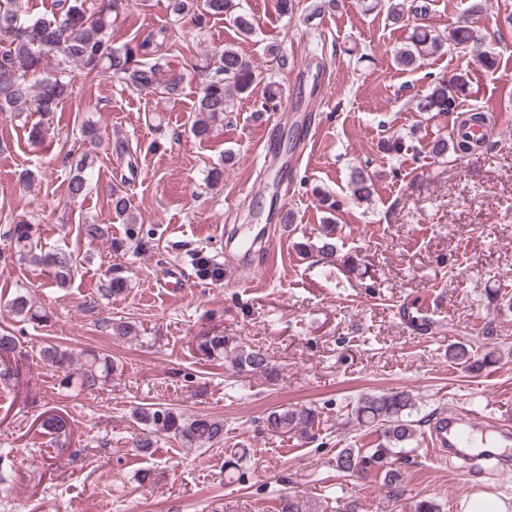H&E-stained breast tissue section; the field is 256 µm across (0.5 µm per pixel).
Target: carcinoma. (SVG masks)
Returning a JSON list of instances; mask_svg holds the SVG:
<instances>
[{
    "label": "carcinoma",
    "mask_w": 512,
    "mask_h": 512,
    "mask_svg": "<svg viewBox=\"0 0 512 512\" xmlns=\"http://www.w3.org/2000/svg\"><path fill=\"white\" fill-rule=\"evenodd\" d=\"M122 0H57L55 17L50 20H31L22 15V0H0V114L19 115L23 112H37L48 117L57 111L59 105L74 93L75 82L72 71L83 73L103 72L131 85L139 91L172 94L178 82H159L161 56L159 52L169 43V31L160 27L143 40L123 48H114L110 43L108 29L112 24V13L119 10ZM173 12H193L195 18L222 16L232 22L240 34L251 36L253 21L237 13L235 0H172ZM473 40L468 24H458L442 37L433 31L417 27L409 37V43L397 50L396 63L403 69H412L427 58L453 47L464 51ZM56 60L51 71L45 70L46 59ZM214 76L208 80L198 96L197 119L191 127L197 137L208 134L211 128L224 122V113L229 111L234 96L248 92L256 81L253 65L235 48L224 47L217 55ZM466 85V74L459 73L447 80L440 78L417 104L421 112H433L446 116L456 112L457 93ZM481 112L469 114L451 139L434 141L431 151L438 156L453 152L464 156L484 142H477L468 129L484 124ZM88 180L83 169H76L68 182V194L72 198L83 196ZM371 176L362 168L351 174V195L359 202H368L372 197ZM112 211L127 225V240L139 239L138 226L129 195L115 189L111 197ZM323 234L315 242L304 244V253L316 255L319 261L333 264L337 258L335 219L326 218ZM85 235L91 240L107 241L116 249L123 243L112 240V227L108 224H87ZM6 236L14 243V257L19 262H34L45 267L52 282L65 287L74 272L76 259L72 253L61 247L48 250L38 249L34 240L33 225L21 219L10 225ZM192 266L195 275L202 281L221 282L224 280V265L213 257L200 252L194 254ZM105 291L109 295H121L128 288L124 271L111 267L105 273ZM8 312L23 322L39 324L46 320L34 302L25 293H18L4 304ZM199 349L210 358H222L232 354V363L239 373H255L274 385L279 378L276 364L266 349L251 346L231 336H205ZM40 355L47 365L63 372L60 385L70 388L77 382L80 388L99 389L112 381L117 370L115 361L109 355L86 351L80 360L58 345L46 344ZM22 356L17 336L5 330L0 333V379L18 375L13 361ZM448 356L466 365L473 371L481 370L492 354L478 359L464 344H457L448 350ZM415 401L411 393L391 391L382 394L363 395L353 409L357 423L379 431L382 442L368 450L344 448L336 457V467L348 474H364L378 470L384 474L383 484L392 493H398L401 473L397 464L406 454L407 448L416 438L417 429L410 420ZM133 418L140 426V432L132 438V448L139 455H153L163 437L173 438L186 448H211L224 443V419L210 415L186 416L170 408L143 405L133 410ZM319 422V414L312 406L296 405L270 412L262 421L263 430L286 435L292 432L308 433ZM65 418L56 412L40 416V427L49 435L65 430Z\"/></svg>",
    "instance_id": "cac0c4a2"
}]
</instances>
